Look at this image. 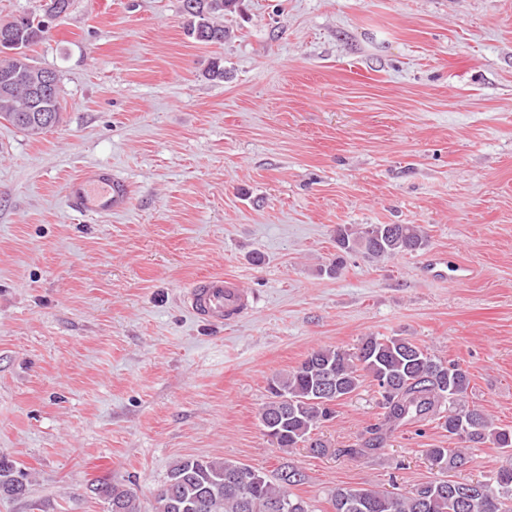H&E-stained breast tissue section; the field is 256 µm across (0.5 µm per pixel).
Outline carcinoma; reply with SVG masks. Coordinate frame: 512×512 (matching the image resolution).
<instances>
[{"instance_id": "cac0c4a2", "label": "carcinoma", "mask_w": 512, "mask_h": 512, "mask_svg": "<svg viewBox=\"0 0 512 512\" xmlns=\"http://www.w3.org/2000/svg\"><path fill=\"white\" fill-rule=\"evenodd\" d=\"M240 0H181L187 16L186 35L206 45L223 44L227 32L215 17L232 13ZM12 40L24 49L16 56L0 49V80L13 77L11 88L0 92V119L31 136L47 132L25 126L33 97L30 76L46 71L33 64L27 50L45 38L48 26L42 15H24L10 21ZM428 245L427 235L418 224H367L336 229L338 253L330 266L335 273L344 256L353 252L382 259L412 254ZM334 379L329 400L339 402L370 380L379 395V422L368 430L356 448L340 453L351 459L372 456L382 448L387 433L406 423L431 422L448 433V438L480 448H499L507 460L492 477L474 486L455 482L441 485L438 479L425 482L410 494L380 492L365 487H338L331 491L334 512H512V426L499 427L480 409L465 403L471 386L468 370L455 360H442L407 337L367 336L348 349L321 346L311 350L292 370L268 380L266 401L259 411L261 426L274 423L268 434L283 452L299 445L323 455L326 444L315 437L319 426L334 418L319 395L327 375ZM427 457L444 471L459 468L468 457L462 448H428ZM251 466L224 459L182 458L171 467L165 483L153 495V512H184L188 505L200 504L198 512H314L292 488L306 483L302 469L288 461L271 473L255 468L258 479L248 488L231 483L230 478ZM26 480V473L13 466L0 465V497L18 498L26 489L15 482ZM98 492L112 509L119 502L120 512H142L137 491L108 483Z\"/></svg>"}]
</instances>
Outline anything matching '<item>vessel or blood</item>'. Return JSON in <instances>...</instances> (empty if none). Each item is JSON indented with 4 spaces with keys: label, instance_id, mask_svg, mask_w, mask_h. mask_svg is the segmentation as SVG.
I'll list each match as a JSON object with an SVG mask.
<instances>
[{
    "label": "vessel or blood",
    "instance_id": "vessel-or-blood-1",
    "mask_svg": "<svg viewBox=\"0 0 512 512\" xmlns=\"http://www.w3.org/2000/svg\"><path fill=\"white\" fill-rule=\"evenodd\" d=\"M71 210L82 215L103 216L123 211L130 199L129 184L111 166L83 170L64 187ZM187 309L212 325L237 322L257 306L255 294L239 279L210 275L194 281L183 292Z\"/></svg>",
    "mask_w": 512,
    "mask_h": 512
}]
</instances>
